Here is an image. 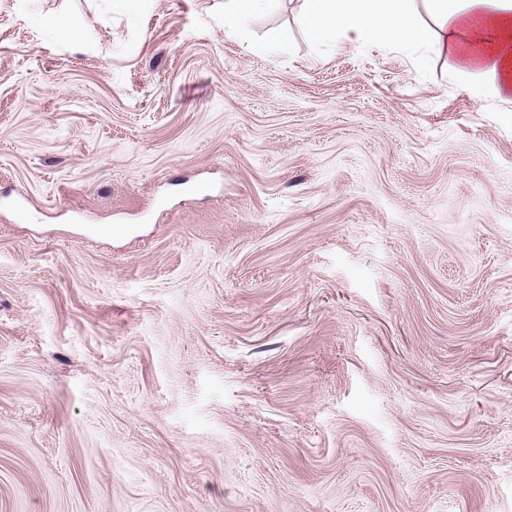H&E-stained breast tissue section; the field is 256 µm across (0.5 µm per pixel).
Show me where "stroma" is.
<instances>
[{"label": "stroma", "instance_id": "stroma-1", "mask_svg": "<svg viewBox=\"0 0 512 512\" xmlns=\"http://www.w3.org/2000/svg\"><path fill=\"white\" fill-rule=\"evenodd\" d=\"M224 2L0 0V512H512V96Z\"/></svg>", "mask_w": 512, "mask_h": 512}]
</instances>
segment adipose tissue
I'll list each match as a JSON object with an SVG mask.
<instances>
[{
	"instance_id": "ef3b65f1",
	"label": "adipose tissue",
	"mask_w": 512,
	"mask_h": 512,
	"mask_svg": "<svg viewBox=\"0 0 512 512\" xmlns=\"http://www.w3.org/2000/svg\"><path fill=\"white\" fill-rule=\"evenodd\" d=\"M303 22L314 40L352 41L373 35L401 44L420 41L408 21L406 0H378L374 12L354 10L355 0H307ZM432 48L452 77L474 78L512 93V0H439Z\"/></svg>"
}]
</instances>
